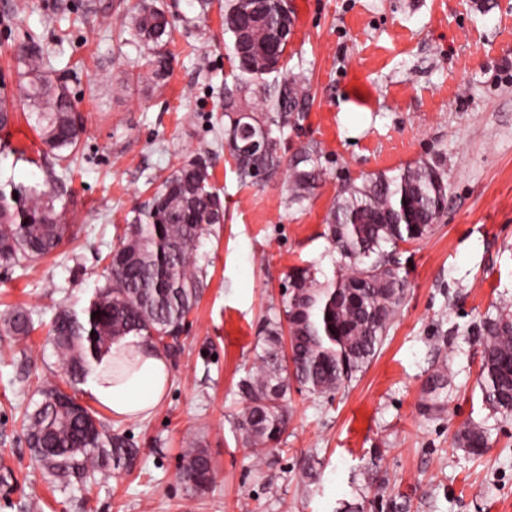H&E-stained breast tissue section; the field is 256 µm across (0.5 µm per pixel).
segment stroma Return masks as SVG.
<instances>
[{"instance_id": "stroma-1", "label": "stroma", "mask_w": 512, "mask_h": 512, "mask_svg": "<svg viewBox=\"0 0 512 512\" xmlns=\"http://www.w3.org/2000/svg\"><path fill=\"white\" fill-rule=\"evenodd\" d=\"M0 0V187L44 181L56 160L29 125L18 53L29 33L51 52L83 126L58 191L70 231L50 255L0 265V321L16 307L35 329L14 343L0 325V512H512V418L489 410L477 380L485 317L512 316V0H288L286 69L307 94L283 160L316 146L324 175L303 206L288 178L242 183L224 142L233 84L226 0L200 12L157 0L173 18L172 65L137 81L144 49L124 32L136 0ZM202 157L224 203L204 244L210 265L170 356L168 392L150 419H117L78 384L76 396L139 453L128 473L61 487L40 468L22 414L42 389L67 388L50 340L58 307L83 309L106 281L126 217L180 163ZM421 162L439 167L447 208L431 234L401 244L405 296L382 347L329 397L291 385L279 441L256 453L237 425L238 383L262 351L293 267L336 269L324 235L341 188ZM488 431L479 457L455 438ZM207 448L209 490L181 478V453Z\"/></svg>"}]
</instances>
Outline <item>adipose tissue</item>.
<instances>
[{"label":"adipose tissue","mask_w":512,"mask_h":512,"mask_svg":"<svg viewBox=\"0 0 512 512\" xmlns=\"http://www.w3.org/2000/svg\"><path fill=\"white\" fill-rule=\"evenodd\" d=\"M170 375L160 351L129 335L93 362L88 389L113 415L146 419L161 404Z\"/></svg>","instance_id":"ef3b65f1"}]
</instances>
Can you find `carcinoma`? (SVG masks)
<instances>
[{
    "instance_id": "carcinoma-1",
    "label": "carcinoma",
    "mask_w": 512,
    "mask_h": 512,
    "mask_svg": "<svg viewBox=\"0 0 512 512\" xmlns=\"http://www.w3.org/2000/svg\"><path fill=\"white\" fill-rule=\"evenodd\" d=\"M249 0H230L224 10L225 33L233 48L235 83L224 87V140L241 182L260 184L281 166L282 137L304 119L303 85L284 71L286 44L270 57L265 47L276 39L281 17H290L285 0H270L269 13L251 18ZM133 36L147 50L144 75L163 80L170 67L167 44L173 28L165 11L140 0L127 15ZM19 57L27 83L19 86L29 118L57 162L68 160L82 129L72 112L66 82L54 78L40 38L30 36ZM266 129L269 146L242 153L249 131ZM318 152L301 148L288 167L289 203L302 205L321 179ZM58 182L49 172L43 183L5 192L0 189V262L37 261L52 253L66 226L55 206ZM448 186L430 163L399 173L377 175L343 188L326 218V235L339 259L336 275L321 281L317 270L295 267L282 294V315L266 321L258 365L239 383L245 411L239 429L244 442L262 451L279 440L287 423L286 395L295 382L309 394L333 395L348 386L381 348L406 280L395 255L402 243L427 237L443 210ZM132 216L109 256L108 277L81 311L63 308L52 326L70 386L85 380L92 362L113 344L135 333L157 344L176 339L197 303L208 261L203 242L224 219V206L210 184L207 165L197 157L177 166L159 189L134 206ZM15 340L33 330L32 314L14 308L4 320ZM478 387L482 402L505 418L512 416V319L487 317L481 325ZM24 414L23 428L44 472L69 484L95 472L131 470L138 449L112 435L94 412L75 404L76 395L54 387ZM474 455L487 448L488 435L476 424L456 436ZM211 457L195 446L182 452L181 477L195 490L208 487Z\"/></svg>"
}]
</instances>
